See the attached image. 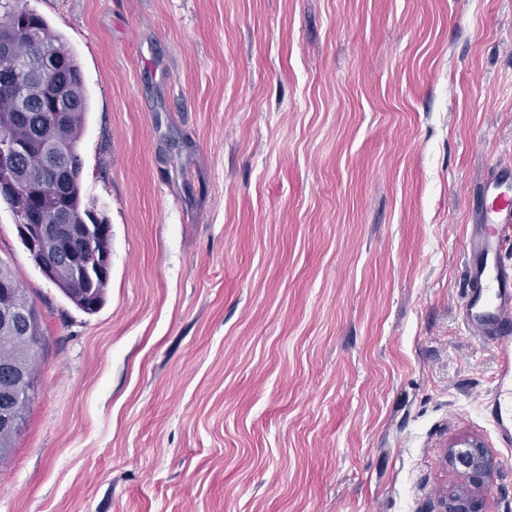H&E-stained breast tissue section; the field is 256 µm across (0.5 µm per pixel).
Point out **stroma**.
<instances>
[{
	"mask_svg": "<svg viewBox=\"0 0 512 512\" xmlns=\"http://www.w3.org/2000/svg\"><path fill=\"white\" fill-rule=\"evenodd\" d=\"M89 112L103 307L43 277L41 384L0 512H435L449 445L512 447L459 313L481 182L512 166V0H27Z\"/></svg>",
	"mask_w": 512,
	"mask_h": 512,
	"instance_id": "obj_1",
	"label": "stroma"
}]
</instances>
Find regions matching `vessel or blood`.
<instances>
[{"label":"vessel or blood","instance_id":"1","mask_svg":"<svg viewBox=\"0 0 512 512\" xmlns=\"http://www.w3.org/2000/svg\"><path fill=\"white\" fill-rule=\"evenodd\" d=\"M475 225L466 238L463 324L499 351L494 397L487 411L504 447L512 446V259L506 256L502 225L512 223V175L488 179Z\"/></svg>","mask_w":512,"mask_h":512}]
</instances>
